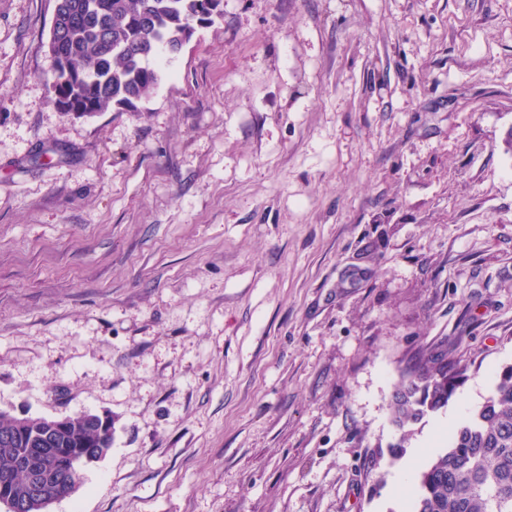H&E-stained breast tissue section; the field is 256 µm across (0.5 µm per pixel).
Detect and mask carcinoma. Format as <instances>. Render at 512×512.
Segmentation results:
<instances>
[{
	"label": "carcinoma",
	"mask_w": 512,
	"mask_h": 512,
	"mask_svg": "<svg viewBox=\"0 0 512 512\" xmlns=\"http://www.w3.org/2000/svg\"><path fill=\"white\" fill-rule=\"evenodd\" d=\"M223 0H57L55 36L70 60L67 71L52 73L53 104L65 115L92 118L113 108L134 112L163 80L152 61L191 39L190 22L206 28L223 15ZM467 366L448 354H420L395 386L391 421L401 432L389 446L391 459L405 451L411 426L448 405ZM0 500L19 495L31 477L21 461L49 434L63 461L82 454L95 463L112 448V418L83 412L61 422L53 417L19 418L0 410ZM411 512H512V364L496 372L488 400L452 434L418 477Z\"/></svg>",
	"instance_id": "1"
}]
</instances>
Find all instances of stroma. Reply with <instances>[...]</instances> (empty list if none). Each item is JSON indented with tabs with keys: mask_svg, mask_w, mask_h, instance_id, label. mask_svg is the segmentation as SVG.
Listing matches in <instances>:
<instances>
[{
	"mask_svg": "<svg viewBox=\"0 0 512 512\" xmlns=\"http://www.w3.org/2000/svg\"><path fill=\"white\" fill-rule=\"evenodd\" d=\"M0 0V410L109 413L52 512H409L411 357L512 363V0H223L137 111Z\"/></svg>",
	"mask_w": 512,
	"mask_h": 512,
	"instance_id": "35a3bbf8",
	"label": "stroma"
}]
</instances>
